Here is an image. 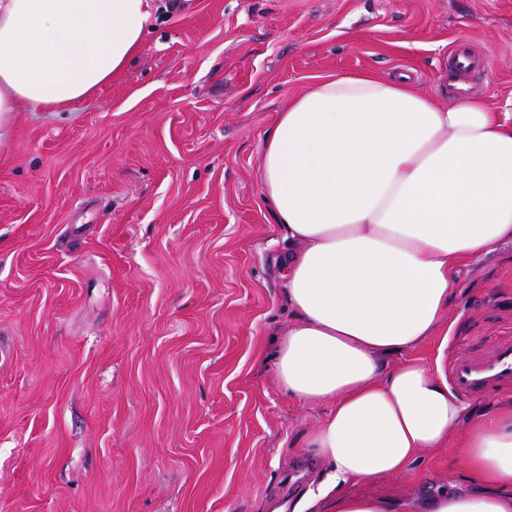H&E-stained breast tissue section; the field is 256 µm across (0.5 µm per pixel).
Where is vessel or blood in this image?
<instances>
[{"mask_svg":"<svg viewBox=\"0 0 512 512\" xmlns=\"http://www.w3.org/2000/svg\"><path fill=\"white\" fill-rule=\"evenodd\" d=\"M487 59L473 56L467 46H457L452 54L449 72L465 75L476 67L487 66ZM452 389L466 398H480L512 387V336L498 340L486 354L462 353L448 367Z\"/></svg>","mask_w":512,"mask_h":512,"instance_id":"vessel-or-blood-1","label":"vessel or blood"}]
</instances>
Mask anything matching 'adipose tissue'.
I'll return each instance as SVG.
<instances>
[{"instance_id":"1","label":"adipose tissue","mask_w":512,"mask_h":512,"mask_svg":"<svg viewBox=\"0 0 512 512\" xmlns=\"http://www.w3.org/2000/svg\"><path fill=\"white\" fill-rule=\"evenodd\" d=\"M149 0H0V126L21 106L96 93L140 50ZM288 246L277 258L293 321L272 378L331 409L310 433L326 477L294 512H395L353 494L408 471L456 432L489 492L430 512H512V408L476 418L440 369L387 360L438 335L466 263L512 241V113L442 105L406 81H318L279 112L258 172Z\"/></svg>"}]
</instances>
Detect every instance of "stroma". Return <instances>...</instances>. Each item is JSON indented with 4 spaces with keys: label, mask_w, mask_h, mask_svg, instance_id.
I'll return each instance as SVG.
<instances>
[{
    "label": "stroma",
    "mask_w": 512,
    "mask_h": 512,
    "mask_svg": "<svg viewBox=\"0 0 512 512\" xmlns=\"http://www.w3.org/2000/svg\"><path fill=\"white\" fill-rule=\"evenodd\" d=\"M512 112V0H155L142 48L92 97L24 106L0 140V512H268L324 478L327 414L284 395L285 244L258 183L278 112L322 78H407ZM447 339L512 334V244L463 266ZM455 448L357 485L409 512L469 491ZM489 65L488 59L484 56L482 59L473 56L467 46L457 45L452 53V64L448 69V76H462L475 67L484 68Z\"/></svg>",
    "instance_id": "stroma-1"
}]
</instances>
